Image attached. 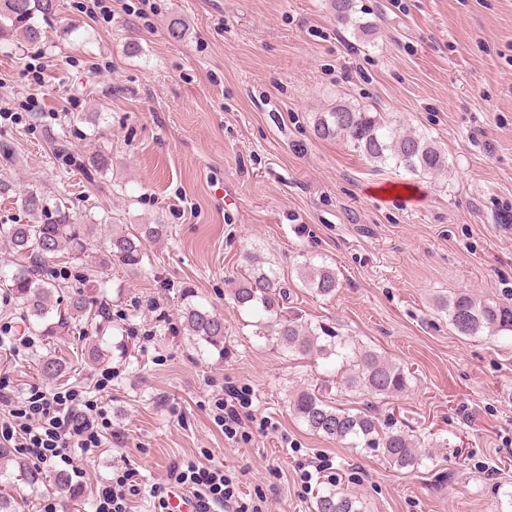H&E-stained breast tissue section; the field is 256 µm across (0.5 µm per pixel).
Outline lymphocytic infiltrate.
Returning <instances> with one entry per match:
<instances>
[{"label":"lymphocytic infiltrate","mask_w":512,"mask_h":512,"mask_svg":"<svg viewBox=\"0 0 512 512\" xmlns=\"http://www.w3.org/2000/svg\"><path fill=\"white\" fill-rule=\"evenodd\" d=\"M111 381V372L105 371L91 390L32 391L9 409L7 418H0V439L14 443L35 463L77 470L80 455L102 447L111 432L112 420L104 398ZM250 405L247 391L236 388L215 401L213 420L227 439L236 438L253 422ZM168 479L192 493L195 512L242 510L238 483L223 466L187 458L170 467ZM140 492L136 469L115 468L95 486V512H131Z\"/></svg>","instance_id":"1"}]
</instances>
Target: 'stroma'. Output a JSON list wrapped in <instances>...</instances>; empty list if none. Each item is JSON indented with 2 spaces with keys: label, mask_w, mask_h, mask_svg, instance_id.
<instances>
[{
  "label": "stroma",
  "mask_w": 512,
  "mask_h": 512,
  "mask_svg": "<svg viewBox=\"0 0 512 512\" xmlns=\"http://www.w3.org/2000/svg\"><path fill=\"white\" fill-rule=\"evenodd\" d=\"M82 3L61 0L40 45L0 40V142L17 157L0 178L83 210L95 241L138 224L168 235L149 245L144 270L104 273V340L123 342L126 357L91 363L74 335L15 351L5 339L24 326L0 306V415L32 390L88 388L111 368L112 434L80 460L88 503L97 480L128 465L136 510L150 512L170 466L205 451L270 512H312L293 466L317 456L367 512H512V334L461 336L440 310L465 290L512 303V0H357L368 37L337 24L329 0H150L142 19L126 11L138 0H112L108 22ZM340 101L425 133L447 171L413 175L317 138L312 115ZM63 131L75 153L109 155L106 192L53 155ZM409 186L418 199L402 196ZM248 252L276 269L293 312L408 368L401 394L332 398L412 431L430 454L417 469L293 415L290 395L333 369L253 336L228 287ZM309 257L335 269V296L304 287ZM186 288L223 316V353L185 335ZM49 348L68 367L52 383L33 369ZM231 386L248 387L271 429L225 439L212 407Z\"/></svg>",
  "instance_id": "1"
}]
</instances>
